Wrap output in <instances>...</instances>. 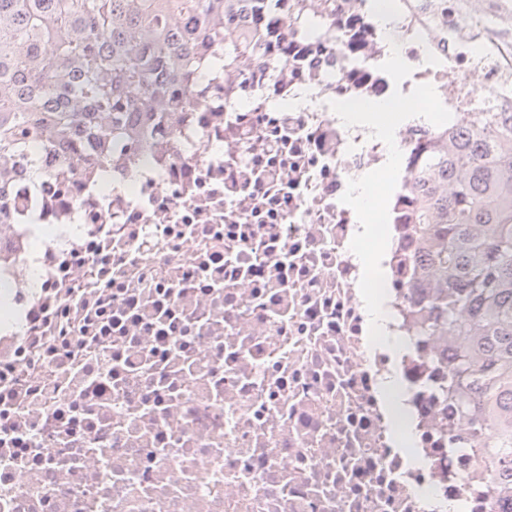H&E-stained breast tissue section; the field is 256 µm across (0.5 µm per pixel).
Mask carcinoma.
I'll use <instances>...</instances> for the list:
<instances>
[{
	"instance_id": "carcinoma-1",
	"label": "carcinoma",
	"mask_w": 512,
	"mask_h": 512,
	"mask_svg": "<svg viewBox=\"0 0 512 512\" xmlns=\"http://www.w3.org/2000/svg\"><path fill=\"white\" fill-rule=\"evenodd\" d=\"M282 0H0V171L41 167L44 154L84 156L140 145L189 100L197 54L221 35L212 71L264 61V28L246 22ZM423 155L411 215L423 254L422 336L452 343L443 396L472 420L512 500V113L479 112Z\"/></svg>"
}]
</instances>
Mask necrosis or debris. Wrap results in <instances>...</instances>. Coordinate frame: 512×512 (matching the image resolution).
<instances>
[{
	"label": "necrosis or debris",
	"mask_w": 512,
	"mask_h": 512,
	"mask_svg": "<svg viewBox=\"0 0 512 512\" xmlns=\"http://www.w3.org/2000/svg\"><path fill=\"white\" fill-rule=\"evenodd\" d=\"M336 0L295 34L266 18L278 68L197 69V94L146 151L6 171L0 198V512H502L496 464L438 392L447 343L418 335L412 176L433 126L398 127L382 259L398 349L370 345L340 198L386 145L333 101L432 85L456 131L512 113V0ZM411 68L381 71L392 49ZM38 287H31V278ZM402 384L409 441L381 391Z\"/></svg>",
	"instance_id": "1"
}]
</instances>
